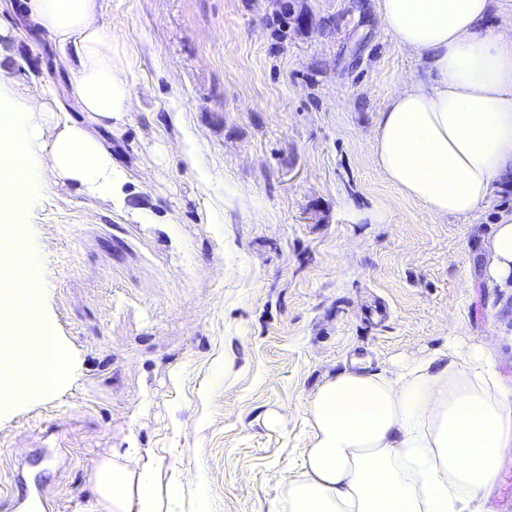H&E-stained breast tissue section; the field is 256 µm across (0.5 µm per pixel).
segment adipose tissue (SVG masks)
Here are the masks:
<instances>
[{"instance_id":"ef3b65f1","label":"adipose tissue","mask_w":512,"mask_h":512,"mask_svg":"<svg viewBox=\"0 0 512 512\" xmlns=\"http://www.w3.org/2000/svg\"><path fill=\"white\" fill-rule=\"evenodd\" d=\"M491 0H378L400 46L429 57L379 113L372 155L401 194L439 215L478 218L512 179V28L487 29ZM22 23L47 34L71 74L65 111L55 87L21 97L0 68V406L54 395L70 361L36 312L40 271L15 251L22 202L64 183L113 204L118 169L101 130L132 112L133 60L98 21V0H23ZM483 277L512 292V211L484 243ZM311 431L297 474L268 512H489L512 455V389L485 346L448 340L427 357L374 371L367 360L327 378L306 404ZM90 512H177L140 449L116 448L90 473Z\"/></svg>"}]
</instances>
